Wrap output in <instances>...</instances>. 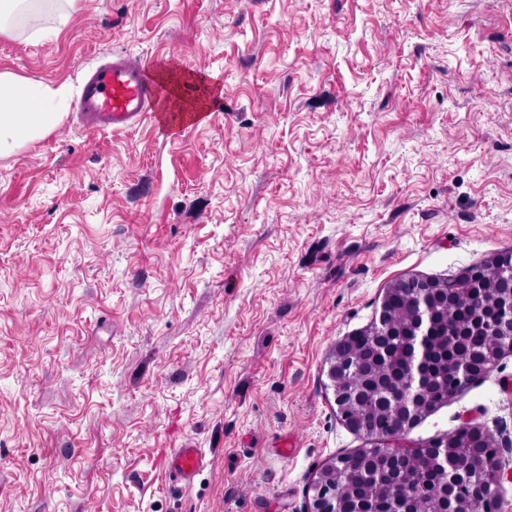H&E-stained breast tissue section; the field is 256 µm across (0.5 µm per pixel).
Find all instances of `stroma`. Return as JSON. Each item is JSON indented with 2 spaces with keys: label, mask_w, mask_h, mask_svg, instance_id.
Wrapping results in <instances>:
<instances>
[{
  "label": "stroma",
  "mask_w": 512,
  "mask_h": 512,
  "mask_svg": "<svg viewBox=\"0 0 512 512\" xmlns=\"http://www.w3.org/2000/svg\"><path fill=\"white\" fill-rule=\"evenodd\" d=\"M116 53L222 95L178 138L70 106L0 154V512H304L372 445L332 344L512 250V0H48L0 33L1 73L73 96ZM465 422L512 439V355L399 442ZM205 455L200 448L184 445L168 448L163 454V465L169 486L182 488L190 485L204 466Z\"/></svg>",
  "instance_id": "obj_1"
}]
</instances>
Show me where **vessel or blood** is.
Returning <instances> with one entry per match:
<instances>
[{
  "label": "vessel or blood",
  "instance_id": "obj_1",
  "mask_svg": "<svg viewBox=\"0 0 512 512\" xmlns=\"http://www.w3.org/2000/svg\"><path fill=\"white\" fill-rule=\"evenodd\" d=\"M76 112L88 129L127 131L147 121L176 135L192 125L176 99L153 78L150 62L123 54L98 63L83 77ZM204 460L203 451L189 445L167 449L163 465L170 487L190 485Z\"/></svg>",
  "mask_w": 512,
  "mask_h": 512
}]
</instances>
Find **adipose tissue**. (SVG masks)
<instances>
[{
	"mask_svg": "<svg viewBox=\"0 0 512 512\" xmlns=\"http://www.w3.org/2000/svg\"><path fill=\"white\" fill-rule=\"evenodd\" d=\"M66 92L0 74V153L34 139L61 123Z\"/></svg>",
	"mask_w": 512,
	"mask_h": 512,
	"instance_id": "1",
	"label": "adipose tissue"
}]
</instances>
